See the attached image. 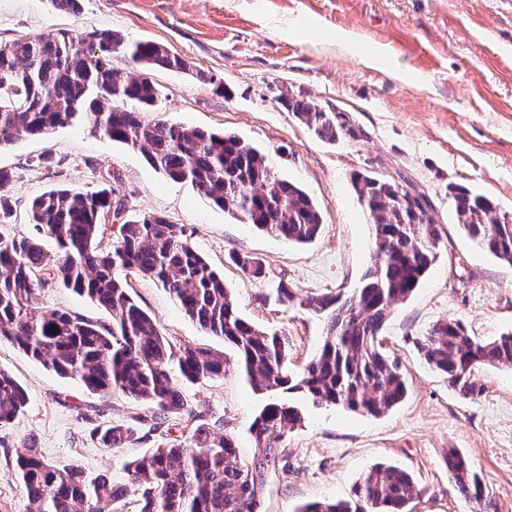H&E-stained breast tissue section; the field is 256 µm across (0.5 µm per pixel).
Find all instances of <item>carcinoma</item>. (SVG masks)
Masks as SVG:
<instances>
[{
  "label": "carcinoma",
  "mask_w": 512,
  "mask_h": 512,
  "mask_svg": "<svg viewBox=\"0 0 512 512\" xmlns=\"http://www.w3.org/2000/svg\"><path fill=\"white\" fill-rule=\"evenodd\" d=\"M122 47V38L110 31L77 39L59 31L0 43V148L24 137L45 138L81 117L101 135L143 150L158 172L191 183L240 222L297 244L315 240L322 226L317 207L296 184L276 177L259 149L232 134L142 115L159 97L147 70L187 71L186 60L163 44L142 41L128 50L126 67L117 69L112 52ZM283 105L322 140L334 142L343 130L314 102L288 99ZM352 185L373 225L375 264L346 298L299 299V306L325 316L327 336L298 371L290 366L288 338L238 313L224 277L194 250L183 227L142 213L119 225L112 247H102L116 196L111 187L85 194L46 191L29 204L36 236L0 235V341L94 393L107 397L120 391L146 403L156 420L184 412L186 401L173 373L192 383L220 379L224 356L202 346L172 347L126 288L132 271L157 280L204 332L235 347L253 391L297 390L316 404L380 417L407 395L401 367L383 350L381 333L393 307L412 296L434 263L441 230L425 195L364 174L355 175ZM450 195L457 223L472 241L512 264V217L467 187L454 185ZM42 236L56 242L50 259ZM232 260L249 275L263 274L255 258ZM55 279L105 309L110 321L38 305L37 291ZM420 350L450 387L473 397L482 393L473 381L476 367L512 366V333L480 341L459 321L444 320ZM27 405L24 388L0 369V425ZM300 422L296 407L265 404L250 427L255 442L250 461L241 460L230 436L199 423L189 447L159 444L129 463V486L106 474L88 476L77 467L56 465L33 440L14 450L13 462L29 512H122L120 505L131 494L137 512H260L265 472L282 460L277 445ZM90 434L102 447L117 450L135 430L97 426ZM444 459L454 489L473 512H494L465 456L450 448ZM418 497L411 473L379 464L355 487L353 498L312 502L296 512H412Z\"/></svg>",
  "instance_id": "1"
}]
</instances>
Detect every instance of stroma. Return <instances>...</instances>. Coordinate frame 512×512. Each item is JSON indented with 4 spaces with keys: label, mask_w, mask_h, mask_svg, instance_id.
<instances>
[{
    "label": "stroma",
    "mask_w": 512,
    "mask_h": 512,
    "mask_svg": "<svg viewBox=\"0 0 512 512\" xmlns=\"http://www.w3.org/2000/svg\"><path fill=\"white\" fill-rule=\"evenodd\" d=\"M60 30L112 31L126 45L155 41L186 59L187 73L149 70L159 91L151 118L231 133L260 148L275 176L312 198L321 232L305 245L258 232L191 184L163 177L140 150L101 137L81 120L0 149V169L11 174L0 192L12 206L0 234H33L29 202L44 191L115 186L125 217L151 212L183 226L197 253L223 272L238 311L287 337L292 361L301 366L318 350L325 328L298 298L350 293L374 262L373 230L353 175L391 179L425 194L442 232L438 259L421 287L394 307L383 331L387 351L406 372V399L375 418L287 394L302 422L280 442L283 462L265 475L261 512L349 499L379 463L413 475L421 490L413 512H472L443 462L451 448L480 474L496 512H512V368L478 367L474 378L483 391L466 398L418 349L445 319L459 320L483 340L512 332V264L468 238L449 195L450 186H465L512 215V0H82L76 14L55 10L51 0H0V42ZM346 32L356 38L349 51L340 44ZM376 45L390 48L387 60L361 64L358 52ZM285 96L340 114L345 131L336 141L321 140L282 105ZM234 253L260 259L263 275L245 276L230 259ZM128 283L171 346L223 352V378L180 382L185 411L170 415L149 440L113 452L91 437V424H135L148 413L145 403L119 392L91 393L1 341L0 368L27 391L29 406L0 427V512H28L7 452L29 439L48 460L119 484L130 481L126 463L165 441L189 445L200 421L232 436L242 458L253 456L249 428L266 398L248 386L236 351L203 332L156 280L133 273ZM282 283L292 298L278 293ZM37 301L108 318L55 283L40 289Z\"/></svg>",
    "instance_id": "35a3bbf8"
}]
</instances>
